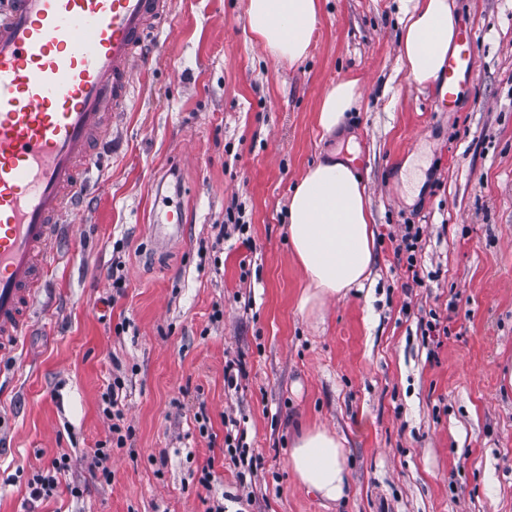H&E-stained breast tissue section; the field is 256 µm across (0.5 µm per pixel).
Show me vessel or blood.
Returning <instances> with one entry per match:
<instances>
[{"label":"vessel or blood","instance_id":"b4317fda","mask_svg":"<svg viewBox=\"0 0 512 512\" xmlns=\"http://www.w3.org/2000/svg\"><path fill=\"white\" fill-rule=\"evenodd\" d=\"M168 0H0V354L29 327L56 265L55 228L74 209L89 148L123 109L149 24ZM433 89L441 107L475 72L473 34Z\"/></svg>","mask_w":512,"mask_h":512}]
</instances>
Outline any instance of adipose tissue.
<instances>
[{
  "instance_id": "ef3b65f1",
  "label": "adipose tissue",
  "mask_w": 512,
  "mask_h": 512,
  "mask_svg": "<svg viewBox=\"0 0 512 512\" xmlns=\"http://www.w3.org/2000/svg\"><path fill=\"white\" fill-rule=\"evenodd\" d=\"M320 0H247L254 39L277 61L304 60L311 49ZM460 29L450 0H407L400 35L399 69L419 86L438 80ZM361 99L357 79L337 81L325 91L316 123L333 134ZM373 216L362 177L350 164L330 157L308 169L288 202V241L309 286L299 298L301 313L319 312L333 296L363 287L371 274ZM346 450L333 433L311 427L293 442L288 464L297 481L321 500L346 497Z\"/></svg>"
}]
</instances>
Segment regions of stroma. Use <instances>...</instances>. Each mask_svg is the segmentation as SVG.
Wrapping results in <instances>:
<instances>
[{
    "mask_svg": "<svg viewBox=\"0 0 512 512\" xmlns=\"http://www.w3.org/2000/svg\"><path fill=\"white\" fill-rule=\"evenodd\" d=\"M246 5L169 0L148 30V64L57 239L62 266L0 358V512H512V0H455L476 66L447 110L399 70L400 0H321L294 64L254 40ZM348 78L362 106L348 134L322 137L323 94ZM350 150L371 275L306 316L288 197ZM177 207L178 238L155 249L152 217ZM404 224L421 229L412 272L394 253ZM117 378L131 436L106 482L92 463ZM230 419L254 473L223 455ZM306 426L347 450L338 503L288 468ZM61 455L56 495L29 506V480Z\"/></svg>",
    "mask_w": 512,
    "mask_h": 512,
    "instance_id": "obj_1",
    "label": "stroma"
}]
</instances>
